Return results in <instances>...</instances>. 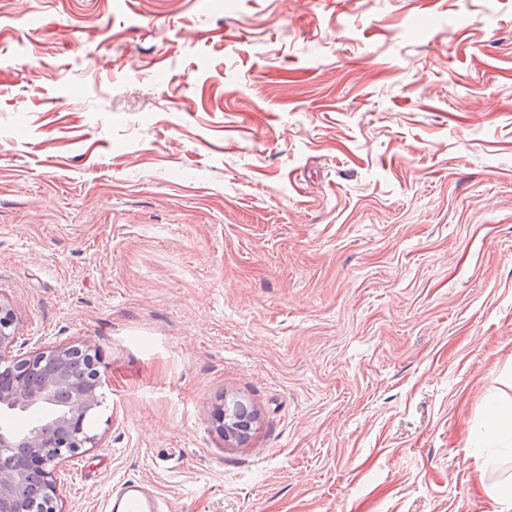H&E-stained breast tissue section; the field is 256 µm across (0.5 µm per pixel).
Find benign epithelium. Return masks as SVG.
Returning <instances> with one entry per match:
<instances>
[{
    "label": "benign epithelium",
    "instance_id": "7a95c632",
    "mask_svg": "<svg viewBox=\"0 0 512 512\" xmlns=\"http://www.w3.org/2000/svg\"><path fill=\"white\" fill-rule=\"evenodd\" d=\"M16 319L0 300V418L28 413L35 421L22 431L0 424V512H62L59 469L98 447L100 435L87 426L104 404L100 358L84 342L35 347L14 354ZM218 430L227 440L250 433L253 417L223 405Z\"/></svg>",
    "mask_w": 512,
    "mask_h": 512
}]
</instances>
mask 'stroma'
Here are the masks:
<instances>
[{"mask_svg": "<svg viewBox=\"0 0 512 512\" xmlns=\"http://www.w3.org/2000/svg\"><path fill=\"white\" fill-rule=\"evenodd\" d=\"M0 299L100 355L62 512H496L512 0H0ZM218 430L227 440H237L252 430L253 417L247 410H239L222 404L216 415ZM109 512H163V504L150 484L142 480L121 483L109 499Z\"/></svg>", "mask_w": 512, "mask_h": 512, "instance_id": "1", "label": "stroma"}]
</instances>
